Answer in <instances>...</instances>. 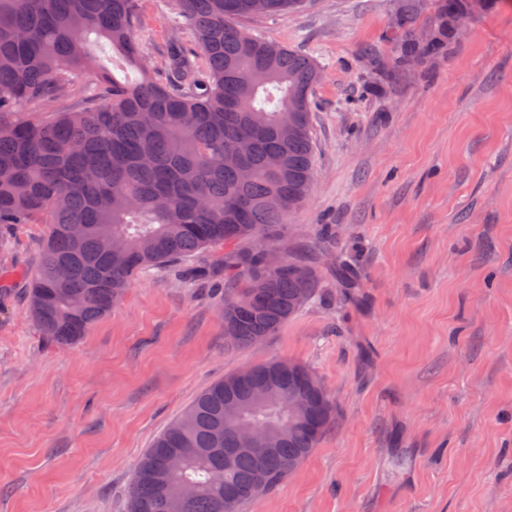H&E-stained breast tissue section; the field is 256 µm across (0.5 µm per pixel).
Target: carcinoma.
<instances>
[{"instance_id":"cac0c4a2","label":"carcinoma","mask_w":512,"mask_h":512,"mask_svg":"<svg viewBox=\"0 0 512 512\" xmlns=\"http://www.w3.org/2000/svg\"><path fill=\"white\" fill-rule=\"evenodd\" d=\"M423 0H406L390 30L384 76L429 62L454 40L470 0H436L425 41L411 38ZM195 48L172 51L173 80H157L140 40L139 0H0V237L17 224H48L25 301L50 342L71 345L122 299L133 277L224 248L219 314L226 344L266 340L315 298L317 270L296 253L268 269L263 239L312 192L311 95L321 78L306 54L238 25L304 0H173ZM139 73L111 75L89 43ZM103 83L86 106L48 104L72 95L81 74ZM219 272L182 270L189 282ZM261 280L257 298L251 284ZM296 394L289 418L284 397ZM335 418L320 378L296 362L270 360L201 393L135 465L130 512H239L277 491L317 448ZM250 424L278 440L238 449ZM184 453L166 485V456Z\"/></svg>"}]
</instances>
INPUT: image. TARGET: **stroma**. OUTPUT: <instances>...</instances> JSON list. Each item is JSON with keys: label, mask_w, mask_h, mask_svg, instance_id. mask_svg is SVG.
I'll use <instances>...</instances> for the list:
<instances>
[{"label": "stroma", "mask_w": 512, "mask_h": 512, "mask_svg": "<svg viewBox=\"0 0 512 512\" xmlns=\"http://www.w3.org/2000/svg\"><path fill=\"white\" fill-rule=\"evenodd\" d=\"M404 0H307L241 26L312 56L313 193L281 240L319 296L259 347L226 346L214 285L135 277L76 344L47 342L25 283L0 297V512H128L141 455L215 381L311 368L336 405L318 448L242 512H512V0L381 83ZM171 0H140L158 78ZM48 233L21 224L0 271ZM353 255L344 292L335 258Z\"/></svg>", "instance_id": "1"}]
</instances>
